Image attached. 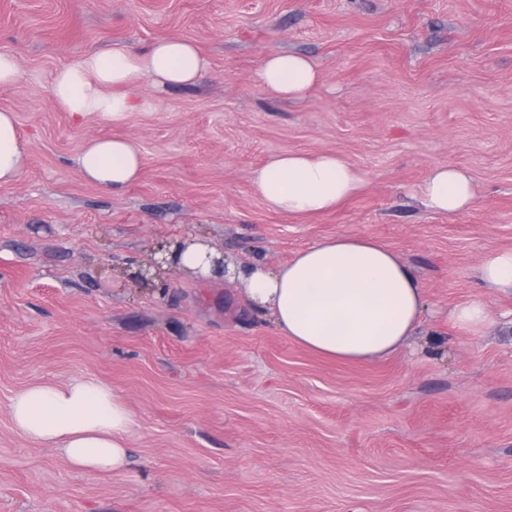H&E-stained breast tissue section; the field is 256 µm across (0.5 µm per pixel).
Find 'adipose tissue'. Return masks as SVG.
Masks as SVG:
<instances>
[{
	"instance_id": "obj_1",
	"label": "adipose tissue",
	"mask_w": 512,
	"mask_h": 512,
	"mask_svg": "<svg viewBox=\"0 0 512 512\" xmlns=\"http://www.w3.org/2000/svg\"><path fill=\"white\" fill-rule=\"evenodd\" d=\"M208 70L207 58L188 40L160 39L144 50L118 44L57 68L49 93L75 119L101 117L119 124L148 107L144 86L159 91L193 86ZM258 77L271 97L295 102L309 98L321 80L310 58L283 52L267 55ZM26 161L27 143L14 112L0 110V185L19 181ZM76 165L86 181L118 193L140 178L143 157L129 138H95L83 146ZM251 183L269 210L295 216L334 209L367 187L361 170L333 152L271 155ZM420 194L431 210L453 214L472 207L478 190L467 170L439 165ZM477 273L486 288L512 292V251L485 253ZM227 274L239 281L252 312L297 345L337 361L367 362L398 352L426 308L412 269L362 235L323 239L273 269L241 264L228 267ZM9 408L18 434L54 450L72 468L112 472L127 463L134 415L95 379L31 386L17 392Z\"/></svg>"
}]
</instances>
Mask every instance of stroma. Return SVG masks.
Wrapping results in <instances>:
<instances>
[{"label": "stroma", "instance_id": "35a3bbf8", "mask_svg": "<svg viewBox=\"0 0 512 512\" xmlns=\"http://www.w3.org/2000/svg\"><path fill=\"white\" fill-rule=\"evenodd\" d=\"M167 37L197 44L207 78L120 125L52 100L56 68ZM0 52L27 74L0 109L28 145L0 185V512H512V292L476 273L512 250V0H0ZM271 52L317 64L310 98L268 95ZM97 136L141 147L121 193L75 166ZM288 151L336 153L367 188L270 211L252 172ZM444 164L473 176L472 208L422 202ZM338 234L375 238L421 281L427 313L391 356L310 352L221 276L141 274L178 241L278 266ZM476 296L493 321L457 331L449 309ZM88 376L135 416L118 472L75 470L11 422L16 392Z\"/></svg>", "mask_w": 512, "mask_h": 512}]
</instances>
